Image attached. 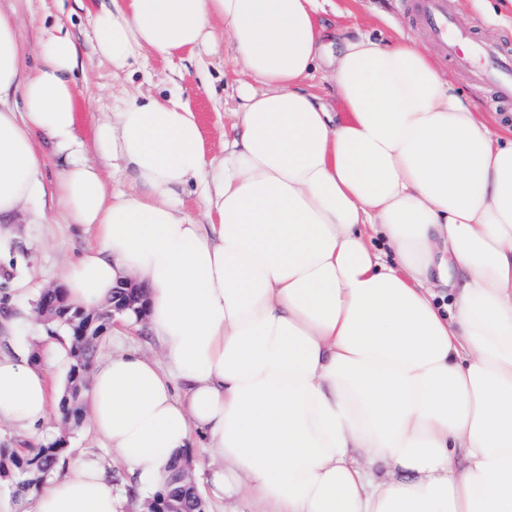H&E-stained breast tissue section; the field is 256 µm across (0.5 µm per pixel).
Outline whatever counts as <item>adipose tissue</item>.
<instances>
[{"label": "adipose tissue", "instance_id": "1", "mask_svg": "<svg viewBox=\"0 0 512 512\" xmlns=\"http://www.w3.org/2000/svg\"><path fill=\"white\" fill-rule=\"evenodd\" d=\"M319 10L111 0L93 16L116 72L231 39L245 78L218 159L173 95L119 98L86 146L75 42L47 35L26 68L0 11V223L30 205L42 220L52 197L95 235L61 272L69 301L144 289L158 357L97 358L86 389L89 428L136 484L163 489L197 440L222 462L212 494L258 512H512V127L411 39L331 33ZM331 38L329 104L312 81ZM38 135L63 160L50 188ZM92 150L134 190L110 188ZM194 183L200 220L183 208ZM55 365L70 357L52 340L0 359V421L58 415ZM32 512L118 510L79 460Z\"/></svg>", "mask_w": 512, "mask_h": 512}]
</instances>
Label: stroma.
Here are the masks:
<instances>
[{"label": "stroma", "mask_w": 512, "mask_h": 512, "mask_svg": "<svg viewBox=\"0 0 512 512\" xmlns=\"http://www.w3.org/2000/svg\"><path fill=\"white\" fill-rule=\"evenodd\" d=\"M107 0H0V10L13 15L18 41L28 64H35L36 49L46 30L62 25L76 43L86 64L83 94L79 108L84 129H91L96 118L111 111L117 98L179 94L201 119L210 155L221 153L224 134L230 131L237 106L235 84L242 79L241 64L231 47L210 55L201 53L167 61L158 57L149 62H131L123 72L113 73L109 64L94 56L95 39L91 19ZM333 6L322 15L327 28L346 26L351 30H381L392 34L401 30L419 47L431 54L440 68L459 81L482 114L497 113L503 123L512 124V98L498 99L495 86L480 76L466 77L457 70L444 46L435 39L413 8V0H332ZM458 29L473 32L485 48L497 57L512 56V8L503 7L494 23L475 19L468 0H448ZM93 241L92 234L77 231L54 211H47L43 223L12 224L0 236V354L37 346L47 324L28 317L42 291L57 284L63 265L76 258ZM134 348L149 356L158 351L142 323L118 324L116 332H105L99 352L117 346ZM69 460L80 458L99 462L112 481L114 494L124 499V512H140L153 494L152 489L134 488L118 460L86 424L66 430ZM192 479L205 503L206 512H254L256 505L241 495L227 501L215 498L207 482L210 458L204 449L187 452Z\"/></svg>", "instance_id": "stroma-1"}]
</instances>
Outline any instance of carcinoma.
<instances>
[{
	"label": "carcinoma",
	"instance_id": "carcinoma-1",
	"mask_svg": "<svg viewBox=\"0 0 512 512\" xmlns=\"http://www.w3.org/2000/svg\"><path fill=\"white\" fill-rule=\"evenodd\" d=\"M64 306L59 297L43 292L35 308L42 315ZM66 335L71 358L67 394L60 403V412L66 425L79 423L83 417V390L85 378L101 337L98 326L88 321L68 323L57 321ZM67 452L66 441L59 438L25 453L12 448H0V482L8 485L16 497L26 498L52 474ZM188 464L180 462L173 469L167 487L156 492L146 504L147 512H167L176 508L180 512H198L200 502L194 488L188 484Z\"/></svg>",
	"mask_w": 512,
	"mask_h": 512
}]
</instances>
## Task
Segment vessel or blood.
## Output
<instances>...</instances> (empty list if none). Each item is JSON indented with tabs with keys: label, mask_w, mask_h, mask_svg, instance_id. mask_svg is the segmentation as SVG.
<instances>
[{
	"label": "vessel or blood",
	"mask_w": 512,
	"mask_h": 512,
	"mask_svg": "<svg viewBox=\"0 0 512 512\" xmlns=\"http://www.w3.org/2000/svg\"><path fill=\"white\" fill-rule=\"evenodd\" d=\"M415 5L428 29L447 47L464 75L482 73L496 83L502 94L512 93V59L488 55L482 44L457 32L448 0H415Z\"/></svg>",
	"instance_id": "vessel-or-blood-1"
}]
</instances>
